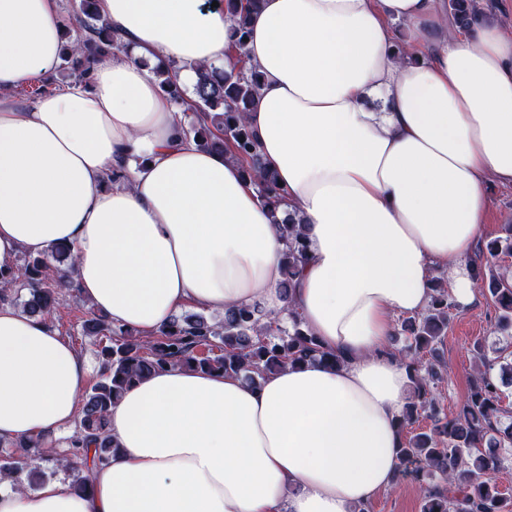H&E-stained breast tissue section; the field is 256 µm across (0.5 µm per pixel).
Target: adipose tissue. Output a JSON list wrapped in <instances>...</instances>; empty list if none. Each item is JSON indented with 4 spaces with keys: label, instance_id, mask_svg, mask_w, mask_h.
<instances>
[{
    "label": "adipose tissue",
    "instance_id": "ef3b65f1",
    "mask_svg": "<svg viewBox=\"0 0 512 512\" xmlns=\"http://www.w3.org/2000/svg\"><path fill=\"white\" fill-rule=\"evenodd\" d=\"M128 44L88 85L23 103L56 72L57 0H0V265L56 245L81 298L114 326L154 335L179 311L296 310L343 364L286 367L250 386L174 366L129 388L120 448L90 493L63 480L0 483V512H353L391 487L409 384L395 318L468 261L489 181L512 185V8L462 31L446 0H262L245 61L260 75L247 122L288 191L307 261L284 295L272 208L228 151L198 147L152 62L192 87L232 67V20L209 0H97ZM402 22L397 32L394 22ZM96 364L52 319L0 305V440L74 425Z\"/></svg>",
    "mask_w": 512,
    "mask_h": 512
}]
</instances>
